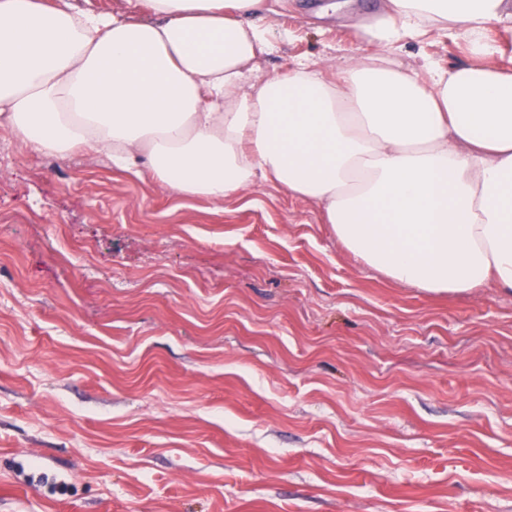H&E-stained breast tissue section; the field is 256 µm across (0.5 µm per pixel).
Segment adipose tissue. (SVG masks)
<instances>
[{"label": "adipose tissue", "mask_w": 512, "mask_h": 512, "mask_svg": "<svg viewBox=\"0 0 512 512\" xmlns=\"http://www.w3.org/2000/svg\"><path fill=\"white\" fill-rule=\"evenodd\" d=\"M152 19L70 0H0V118L35 150L146 158L180 195L219 201L256 178L317 200L343 245L395 282L512 290V69L381 55L338 80L308 63L249 79L266 0H142ZM512 22L503 0H386L358 40L463 31L473 54Z\"/></svg>", "instance_id": "ef3b65f1"}]
</instances>
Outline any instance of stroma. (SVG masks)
Returning a JSON list of instances; mask_svg holds the SVG:
<instances>
[{
    "label": "stroma",
    "mask_w": 512,
    "mask_h": 512,
    "mask_svg": "<svg viewBox=\"0 0 512 512\" xmlns=\"http://www.w3.org/2000/svg\"><path fill=\"white\" fill-rule=\"evenodd\" d=\"M269 2L259 74L379 52L381 0ZM0 512H512V290L395 283L270 180L180 196L2 124Z\"/></svg>",
    "instance_id": "obj_1"
}]
</instances>
